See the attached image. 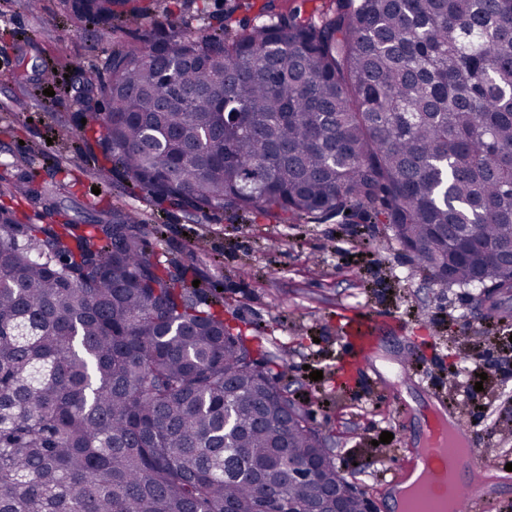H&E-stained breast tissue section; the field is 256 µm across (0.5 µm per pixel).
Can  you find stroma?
<instances>
[{"mask_svg":"<svg viewBox=\"0 0 512 512\" xmlns=\"http://www.w3.org/2000/svg\"><path fill=\"white\" fill-rule=\"evenodd\" d=\"M264 2L157 0L141 28L108 32L76 18L66 0H42L36 14L23 0H0V176L15 175L13 160L26 156L70 217L108 201L160 225L167 257L199 252L204 280L222 290L225 318L285 363L280 385L306 402L344 476L374 512H390L386 482L417 448L431 394L446 397L467 424L479 463H512V320L489 323L475 290L425 276L384 224H283L248 212L197 215L148 198L103 199L92 191V154L65 133L83 109V89L108 79L114 41L197 31L229 9L252 24ZM21 58L22 83L14 77ZM46 69L58 72L53 85L42 79ZM354 311L376 316L380 340L370 362L349 366L342 326ZM313 370L321 380L310 378ZM385 431L393 435L387 444L379 441Z\"/></svg>","mask_w":512,"mask_h":512,"instance_id":"obj_1","label":"stroma"}]
</instances>
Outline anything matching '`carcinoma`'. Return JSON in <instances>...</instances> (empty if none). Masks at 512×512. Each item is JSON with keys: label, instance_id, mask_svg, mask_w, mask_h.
<instances>
[{"label": "carcinoma", "instance_id": "cac0c4a2", "mask_svg": "<svg viewBox=\"0 0 512 512\" xmlns=\"http://www.w3.org/2000/svg\"><path fill=\"white\" fill-rule=\"evenodd\" d=\"M143 0H72L108 30ZM234 29L117 42L73 134L106 191L288 224L360 213L435 280L512 291V0H329ZM1 193L47 213L24 171ZM132 210L26 223L0 206V512H309L332 455L288 390ZM284 12L297 10L303 18L319 22L327 12L328 0H278Z\"/></svg>", "mask_w": 512, "mask_h": 512}]
</instances>
